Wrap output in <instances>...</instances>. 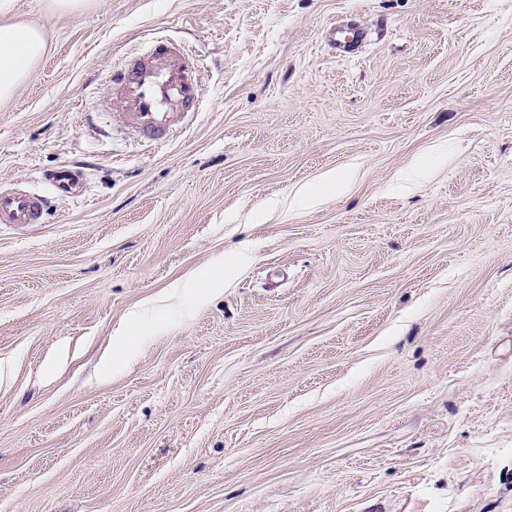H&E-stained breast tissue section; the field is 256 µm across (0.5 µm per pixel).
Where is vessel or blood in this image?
<instances>
[{
    "label": "vessel or blood",
    "instance_id": "obj_1",
    "mask_svg": "<svg viewBox=\"0 0 512 512\" xmlns=\"http://www.w3.org/2000/svg\"><path fill=\"white\" fill-rule=\"evenodd\" d=\"M200 69L179 45L150 38L144 51L130 56L106 79L116 102L113 114L146 142L168 143L189 117L198 114L204 96L196 74ZM52 187L76 194L80 170L63 167L50 175ZM45 198L23 190L0 191V224L26 227L43 221Z\"/></svg>",
    "mask_w": 512,
    "mask_h": 512
}]
</instances>
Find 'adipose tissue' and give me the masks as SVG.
Here are the masks:
<instances>
[{
  "instance_id": "adipose-tissue-1",
  "label": "adipose tissue",
  "mask_w": 512,
  "mask_h": 512,
  "mask_svg": "<svg viewBox=\"0 0 512 512\" xmlns=\"http://www.w3.org/2000/svg\"><path fill=\"white\" fill-rule=\"evenodd\" d=\"M15 0H0V102L9 100L48 50L45 33L32 25L7 22Z\"/></svg>"
}]
</instances>
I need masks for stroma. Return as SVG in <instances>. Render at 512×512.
Returning <instances> with one entry per match:
<instances>
[{
    "label": "stroma",
    "mask_w": 512,
    "mask_h": 512,
    "mask_svg": "<svg viewBox=\"0 0 512 512\" xmlns=\"http://www.w3.org/2000/svg\"><path fill=\"white\" fill-rule=\"evenodd\" d=\"M11 20L50 50L0 105V185L48 205L0 226V512H512V0ZM342 22L365 38L334 53ZM159 34L204 105L153 148L101 101ZM82 172L70 167H62L50 174L51 186L61 193L75 195L82 183Z\"/></svg>",
    "instance_id": "1"
}]
</instances>
